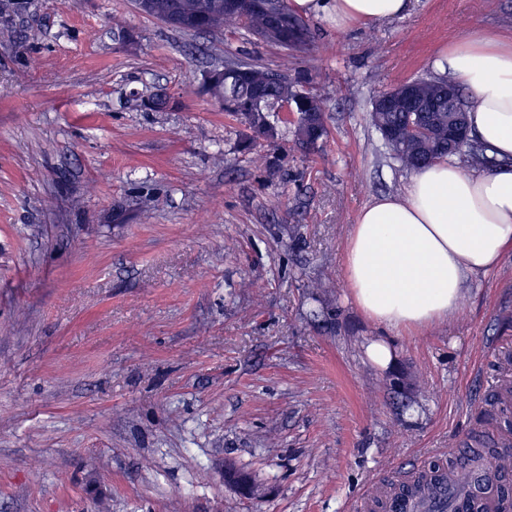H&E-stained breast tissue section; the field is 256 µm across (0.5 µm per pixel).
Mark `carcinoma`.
<instances>
[{
  "label": "carcinoma",
  "mask_w": 512,
  "mask_h": 512,
  "mask_svg": "<svg viewBox=\"0 0 512 512\" xmlns=\"http://www.w3.org/2000/svg\"><path fill=\"white\" fill-rule=\"evenodd\" d=\"M158 10L169 13L181 20L178 28L186 32L231 33L243 31L257 38L266 34L273 17H280L282 28L280 37L274 44L290 52H304L312 43V32L308 22L293 13L288 0H259L260 7L250 9L247 0L235 11L224 9V0H155ZM236 66L238 71L232 84L211 85L213 95L222 103L224 112L235 117L246 129H256V133L246 135L244 148L251 150L268 135L275 140L290 138L293 147L310 152L327 134L326 110L321 98L312 99L320 112V130L317 133L305 128L304 113L294 112L291 117L281 115L282 101L293 98L298 81L288 75V69L272 70L267 67L227 59L224 67ZM418 82L429 86L435 98L440 91L453 87L458 91L461 112L457 116L468 123V112L474 107L473 98L464 93L462 87L450 76L436 79L420 78ZM371 125L389 152V155L406 171L422 169L418 160L429 157L434 163L443 157H458L473 164L488 168L494 161L488 158L484 148L470 136L448 150V113L446 112H376L370 111Z\"/></svg>",
  "instance_id": "cac0c4a2"
}]
</instances>
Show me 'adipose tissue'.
<instances>
[{
	"label": "adipose tissue",
	"instance_id": "obj_1",
	"mask_svg": "<svg viewBox=\"0 0 512 512\" xmlns=\"http://www.w3.org/2000/svg\"><path fill=\"white\" fill-rule=\"evenodd\" d=\"M294 13L345 27L399 16L406 0H289ZM476 100L469 126L493 167L444 160L410 177L403 192L364 205L347 238L350 296L377 325L423 329L452 317L475 277L512 250V40L476 33L440 61Z\"/></svg>",
	"mask_w": 512,
	"mask_h": 512
}]
</instances>
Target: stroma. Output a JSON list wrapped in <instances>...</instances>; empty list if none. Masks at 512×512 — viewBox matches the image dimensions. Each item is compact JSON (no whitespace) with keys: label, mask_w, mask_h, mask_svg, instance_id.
<instances>
[{"label":"stroma","mask_w":512,"mask_h":512,"mask_svg":"<svg viewBox=\"0 0 512 512\" xmlns=\"http://www.w3.org/2000/svg\"><path fill=\"white\" fill-rule=\"evenodd\" d=\"M309 24L288 58L133 0H0V512H353L483 428L512 363V252L448 321L392 337L386 369L343 252L410 178L374 96L438 75L470 33H511L512 0ZM228 56L325 98L318 151L241 149L204 82ZM367 357L380 368H387L394 359L393 349L385 338L376 337L366 346Z\"/></svg>","instance_id":"obj_1"}]
</instances>
